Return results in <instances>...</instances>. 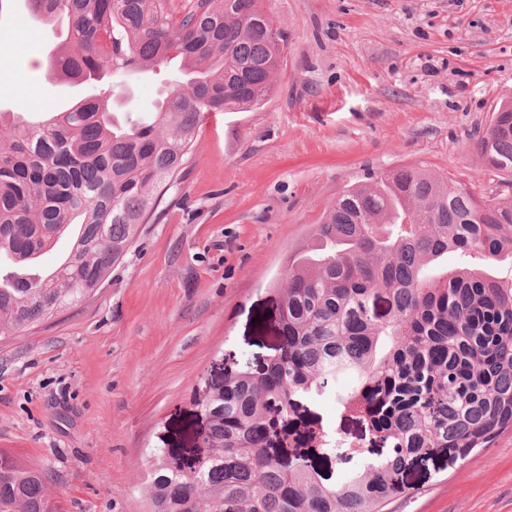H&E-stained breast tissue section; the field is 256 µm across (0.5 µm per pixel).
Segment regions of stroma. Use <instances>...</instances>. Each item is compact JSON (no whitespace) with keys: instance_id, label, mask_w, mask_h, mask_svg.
<instances>
[{"instance_id":"stroma-1","label":"stroma","mask_w":512,"mask_h":512,"mask_svg":"<svg viewBox=\"0 0 512 512\" xmlns=\"http://www.w3.org/2000/svg\"><path fill=\"white\" fill-rule=\"evenodd\" d=\"M288 46L263 103L202 123L193 151L108 281L0 338V450L47 471L63 512H149L153 449L186 463L193 404L225 368H260L288 252L369 174L413 166L511 194L473 143L512 96V0H263ZM0 16V112L62 103L49 28ZM389 512H512V433L404 477Z\"/></svg>"}]
</instances>
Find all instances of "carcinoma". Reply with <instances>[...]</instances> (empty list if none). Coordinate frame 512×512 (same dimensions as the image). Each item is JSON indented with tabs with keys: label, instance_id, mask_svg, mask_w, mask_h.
Listing matches in <instances>:
<instances>
[{
	"label": "carcinoma",
	"instance_id": "obj_1",
	"mask_svg": "<svg viewBox=\"0 0 512 512\" xmlns=\"http://www.w3.org/2000/svg\"><path fill=\"white\" fill-rule=\"evenodd\" d=\"M23 24L66 23L49 79L95 88L38 120L0 113V336L20 333L99 288L151 221L191 154L202 117L253 109L287 47L262 0H26ZM171 63L181 74L146 115L114 105ZM475 148L512 176V100L496 103ZM51 269L38 259L62 236ZM458 267L444 263L448 252ZM278 353L262 370L224 369L202 406L210 453L188 474L151 456V512H387L415 461L466 459L512 430V198L402 167L349 186L288 252L275 283ZM387 448L378 459L336 430L311 431L318 457L356 466L328 483L267 450L274 413L324 397ZM43 469L0 451V512H59Z\"/></svg>",
	"mask_w": 512,
	"mask_h": 512
}]
</instances>
